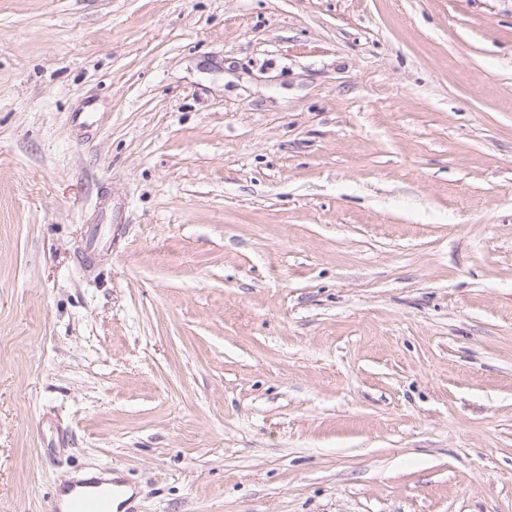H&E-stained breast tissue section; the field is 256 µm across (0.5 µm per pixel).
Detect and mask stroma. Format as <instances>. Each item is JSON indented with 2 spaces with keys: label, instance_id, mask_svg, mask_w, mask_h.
<instances>
[{
  "label": "stroma",
  "instance_id": "1",
  "mask_svg": "<svg viewBox=\"0 0 512 512\" xmlns=\"http://www.w3.org/2000/svg\"><path fill=\"white\" fill-rule=\"evenodd\" d=\"M512 512V0H0V512ZM120 480H97L87 488L64 487L69 492L67 512H112L113 502L125 494Z\"/></svg>",
  "mask_w": 512,
  "mask_h": 512
}]
</instances>
